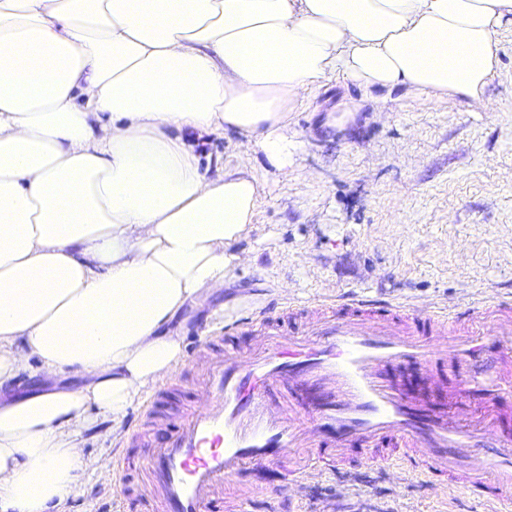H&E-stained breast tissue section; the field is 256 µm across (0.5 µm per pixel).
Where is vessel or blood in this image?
<instances>
[{
  "label": "vessel or blood",
  "instance_id": "obj_1",
  "mask_svg": "<svg viewBox=\"0 0 512 512\" xmlns=\"http://www.w3.org/2000/svg\"><path fill=\"white\" fill-rule=\"evenodd\" d=\"M303 316L300 337L282 317ZM483 320L471 345L453 335ZM247 335L249 351L233 345ZM512 300L471 296L448 308L376 300L356 293L318 307L284 301L242 310L210 331L197 352L207 369L193 384L206 407L170 410L158 389L120 438L117 483L136 512H224V484L242 487L235 512H257L252 477L273 471L301 483L339 472L351 448L374 451L428 482L465 484L488 504L512 503V424L500 402L512 394ZM463 360L452 381L409 392L399 371ZM160 435L144 460L131 453L146 425Z\"/></svg>",
  "mask_w": 512,
  "mask_h": 512
}]
</instances>
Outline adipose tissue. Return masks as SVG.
<instances>
[{
    "mask_svg": "<svg viewBox=\"0 0 512 512\" xmlns=\"http://www.w3.org/2000/svg\"><path fill=\"white\" fill-rule=\"evenodd\" d=\"M507 23L512 0H0V512H64L88 412L120 429L233 276L261 186L187 134L285 177L288 115L334 75L489 110Z\"/></svg>",
    "mask_w": 512,
    "mask_h": 512,
    "instance_id": "ef3b65f1",
    "label": "adipose tissue"
}]
</instances>
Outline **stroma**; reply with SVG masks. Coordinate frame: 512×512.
<instances>
[{
	"mask_svg": "<svg viewBox=\"0 0 512 512\" xmlns=\"http://www.w3.org/2000/svg\"><path fill=\"white\" fill-rule=\"evenodd\" d=\"M499 67L477 110L461 98L434 105L376 91L364 95L342 77L291 113L302 143L295 169L281 178L242 137H203L201 158L251 153L262 189L254 224L235 247L234 276L200 309L177 318L183 347L223 326L246 302L339 298L356 292L386 300L449 304L468 293L512 295V26L498 34ZM361 103L356 121L325 127L341 100ZM89 466L66 512H122L112 469L109 422L84 434ZM297 512H488L459 489L426 484L397 467L355 459L303 487L281 484Z\"/></svg>",
	"mask_w": 512,
	"mask_h": 512,
	"instance_id": "35a3bbf8",
	"label": "stroma"
}]
</instances>
